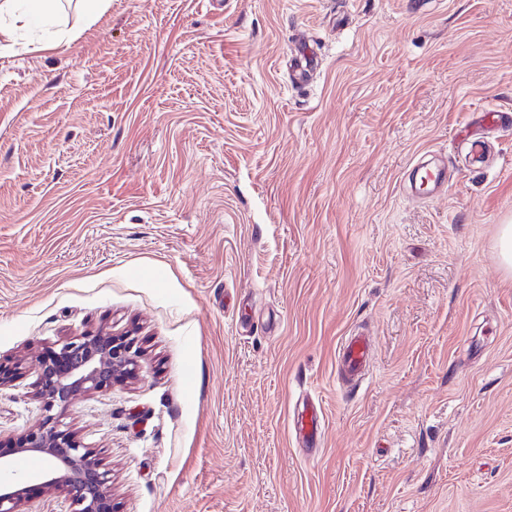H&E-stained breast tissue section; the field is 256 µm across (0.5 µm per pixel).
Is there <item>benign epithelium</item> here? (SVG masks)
Masks as SVG:
<instances>
[{
    "label": "benign epithelium",
    "instance_id": "7a95c632",
    "mask_svg": "<svg viewBox=\"0 0 512 512\" xmlns=\"http://www.w3.org/2000/svg\"><path fill=\"white\" fill-rule=\"evenodd\" d=\"M136 344L137 339L117 336L104 325L61 340L51 357L36 358L32 396L43 414L24 432L0 437V472L9 469L14 455H40L50 463L39 484L41 492L64 493L71 512H114L111 470L64 419L77 400L108 389L118 379L135 377L140 354ZM21 369L18 362L0 360V387L18 378ZM29 499L30 489L22 480L0 477V512H22Z\"/></svg>",
    "mask_w": 512,
    "mask_h": 512
}]
</instances>
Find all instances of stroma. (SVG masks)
Returning a JSON list of instances; mask_svg holds the SVG:
<instances>
[{"label":"stroma","instance_id":"obj_1","mask_svg":"<svg viewBox=\"0 0 512 512\" xmlns=\"http://www.w3.org/2000/svg\"><path fill=\"white\" fill-rule=\"evenodd\" d=\"M74 30L0 47V358L136 337L137 378L66 416L114 512H512V125L457 139L512 113V0H112ZM502 124V116L498 111L483 112L478 128L466 129L460 136V139L467 146L469 153L474 156L481 157L482 153V136L479 129L493 128ZM498 254L503 268L512 272V224H500L497 240ZM372 362L371 341L368 336H348L340 345L339 365L351 382L359 381L370 369ZM294 427L305 448L317 446L321 438V423L312 399H304L302 410L294 417Z\"/></svg>","mask_w":512,"mask_h":512}]
</instances>
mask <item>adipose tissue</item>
I'll list each match as a JSON object with an SVG mask.
<instances>
[{"label":"adipose tissue","mask_w":512,"mask_h":512,"mask_svg":"<svg viewBox=\"0 0 512 512\" xmlns=\"http://www.w3.org/2000/svg\"><path fill=\"white\" fill-rule=\"evenodd\" d=\"M110 0H74L66 11L63 0H0V39L13 40L17 29L41 28L52 31L54 42L69 34L70 17L91 23L109 7Z\"/></svg>","instance_id":"adipose-tissue-1"}]
</instances>
